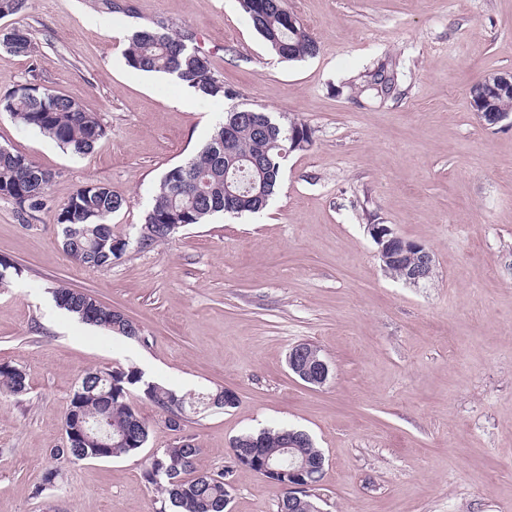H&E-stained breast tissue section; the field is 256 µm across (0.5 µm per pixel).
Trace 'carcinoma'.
<instances>
[{
  "label": "carcinoma",
  "instance_id": "carcinoma-1",
  "mask_svg": "<svg viewBox=\"0 0 512 512\" xmlns=\"http://www.w3.org/2000/svg\"><path fill=\"white\" fill-rule=\"evenodd\" d=\"M240 6L251 26L269 50L282 61L312 58L319 51L318 42L299 24L288 26V0H240ZM192 39L177 33L163 23L133 29L128 37L125 60L131 69L144 73H162L200 94L204 99L229 98L210 56L191 46ZM0 46L11 53L29 57L35 46L29 31L12 27L0 33ZM394 85V73L380 65L369 75L364 91L381 100L387 98ZM0 112L8 114L25 130L38 132L53 140L60 148L74 154H85L106 136L98 117L85 111L75 100L37 83L18 87L0 97ZM224 124L215 125L207 143L186 162L168 169L160 180L152 204L144 217L137 244L150 249L179 232L175 225L204 224L224 208L225 182L234 183L237 193L235 215L261 212L257 192L272 196L280 185L286 157L280 149H288V126L271 121L269 133L256 132L250 121L237 124L233 155L240 168L225 170ZM258 158L255 167L251 160ZM54 174L26 155L0 147V199L16 205L22 215L43 210L48 204V191ZM125 200L112 193L104 183H90L76 189L56 216L64 252L73 261L89 268L112 265L123 251L112 250L116 235L110 218L122 209ZM57 307L75 315L80 321L131 337L134 322L125 314L100 302L94 295L59 286L53 291ZM94 309L86 317L83 309ZM144 384L143 395L165 413L172 405L186 411L205 405L211 393L180 394L159 383H143V373L133 367L86 372L74 390L64 415L70 424L72 410L110 422L112 448L109 458L138 453L149 438V425L132 404L130 390ZM25 374L10 364H0V392L12 396L27 393ZM302 431L286 428L247 433L232 440L233 462L254 472L261 470L247 454L258 451L271 467H284L288 462V437ZM57 462L76 463L97 460L94 448L82 441L71 444L69 452L57 448L49 451ZM202 449L188 438H181L168 448L152 452L145 461V482L158 493L157 512H226L231 499L230 485L224 474H212L201 466Z\"/></svg>",
  "mask_w": 512,
  "mask_h": 512
}]
</instances>
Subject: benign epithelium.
<instances>
[{"label": "benign epithelium", "instance_id": "benign-epithelium-1", "mask_svg": "<svg viewBox=\"0 0 512 512\" xmlns=\"http://www.w3.org/2000/svg\"><path fill=\"white\" fill-rule=\"evenodd\" d=\"M469 96L473 110L483 125L496 126L512 120L511 113L493 111L498 100L512 97V73H490L482 76L469 87ZM367 230L377 245L378 256L384 268L396 266L411 256L413 261L403 269L404 281L418 285L431 279L435 262L431 252L424 246L402 238L386 224H369ZM288 367L303 382L314 386L324 385L330 376L329 364L319 355V349L308 343L298 344L291 349ZM297 447L296 441H288V469L268 466L263 468L265 473L288 479L289 512H297L302 496L317 486L313 481V471L317 469L324 472L323 454L320 453L312 459L306 455L299 456L295 451Z\"/></svg>", "mask_w": 512, "mask_h": 512}]
</instances>
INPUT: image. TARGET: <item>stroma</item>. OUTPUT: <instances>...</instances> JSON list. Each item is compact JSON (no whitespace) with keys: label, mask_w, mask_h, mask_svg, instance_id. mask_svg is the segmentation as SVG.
<instances>
[{"label":"stroma","mask_w":512,"mask_h":512,"mask_svg":"<svg viewBox=\"0 0 512 512\" xmlns=\"http://www.w3.org/2000/svg\"><path fill=\"white\" fill-rule=\"evenodd\" d=\"M320 46L283 62L239 0H29L0 28L30 30L35 52L0 46V96L30 80L96 113L107 134L74 155L0 114V147L54 173L46 209L0 199V363L27 395L0 394V512H154L146 456L179 437L211 472L230 471V512H277L278 484L232 461L245 432L305 431L325 457L320 512H512V126L482 125L468 89L512 71V0H288ZM192 33L231 99H202L169 76L130 69L127 36L157 21ZM385 100L361 91L379 64ZM235 107L300 120L314 144L286 159L257 216L216 214L150 249L138 233L164 173ZM125 200L112 216L128 245L88 269L62 251L55 217L80 186ZM389 225L435 260L412 286L386 271L368 225ZM59 286L129 316V339L56 307ZM310 343L323 386L290 373ZM134 366L180 393H235L172 430L149 402L140 455L65 464L69 397L86 371Z\"/></svg>","instance_id":"1"}]
</instances>
